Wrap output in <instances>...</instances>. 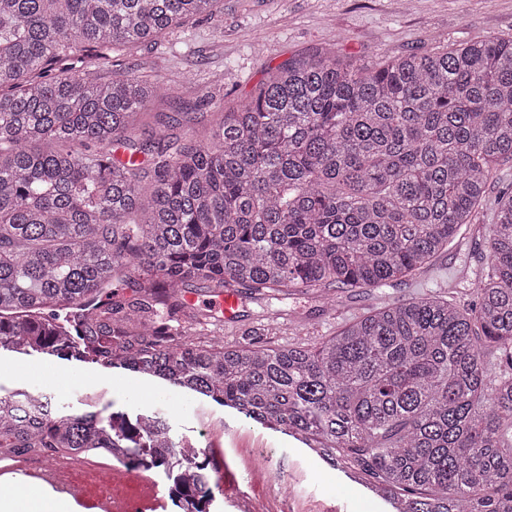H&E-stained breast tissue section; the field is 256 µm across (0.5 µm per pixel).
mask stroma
<instances>
[{
	"label": "stroma",
	"instance_id": "obj_1",
	"mask_svg": "<svg viewBox=\"0 0 512 512\" xmlns=\"http://www.w3.org/2000/svg\"><path fill=\"white\" fill-rule=\"evenodd\" d=\"M482 36L512 38V0H413L407 8L401 0H223L218 16L192 20L162 43L139 45L125 63L160 87L169 112L194 111L199 88L210 85L212 74H223V83L210 85L211 109L229 112L270 72L295 59L331 52L345 63L377 66L413 51ZM511 190L512 160H504L485 193L483 225L449 245L428 271L393 286L346 293L333 309L297 302L300 329L289 328L287 316H280L268 343H310L332 336L376 307L440 288L453 292L458 303H473V295L456 291V282L479 267L485 224L499 197ZM9 363L13 370L0 374V389L53 394L57 416L84 411L86 398L96 395L106 411L133 407L160 414L180 438L194 434L201 418L216 420L218 433L202 438L201 445L220 453L224 473L244 481L254 452L270 456L271 481L250 490L262 512H387L378 499L362 496L356 484L341 481L338 468L307 453L300 442L206 398L121 369L41 356L13 357ZM63 376L79 378L80 387L65 391L58 383Z\"/></svg>",
	"mask_w": 512,
	"mask_h": 512
}]
</instances>
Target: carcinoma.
<instances>
[{"mask_svg":"<svg viewBox=\"0 0 512 512\" xmlns=\"http://www.w3.org/2000/svg\"><path fill=\"white\" fill-rule=\"evenodd\" d=\"M221 0H0V352L124 369L201 395L357 473L391 512H512V192L461 307L427 295L320 342L269 346L273 302L403 282L480 221L512 160V40L380 66L292 61L196 131L119 56ZM88 57L107 64L94 80ZM196 280L265 302L234 344L187 315ZM0 393V455L166 468L157 413L60 418ZM206 512V484L174 488ZM512 190V160H503L497 166L494 177L489 181L483 202V223L491 224L499 197Z\"/></svg>","mask_w":512,"mask_h":512,"instance_id":"cac0c4a2","label":"carcinoma"}]
</instances>
